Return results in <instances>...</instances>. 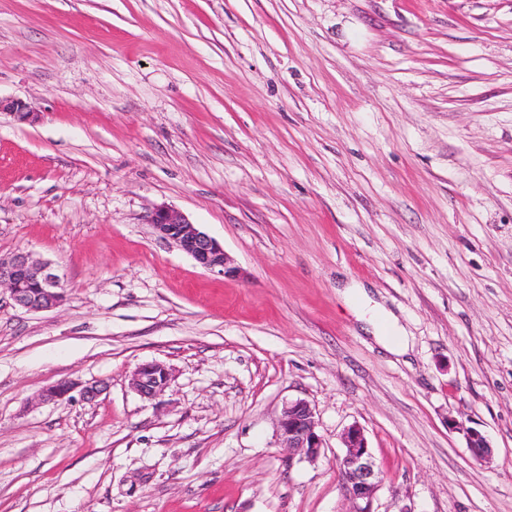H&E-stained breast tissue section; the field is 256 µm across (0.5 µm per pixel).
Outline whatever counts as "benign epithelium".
I'll return each mask as SVG.
<instances>
[{"instance_id":"1","label":"benign epithelium","mask_w":512,"mask_h":512,"mask_svg":"<svg viewBox=\"0 0 512 512\" xmlns=\"http://www.w3.org/2000/svg\"><path fill=\"white\" fill-rule=\"evenodd\" d=\"M0 112L8 113L22 123L35 124L41 119V113L20 99L0 97ZM149 224L160 237L173 242L202 268L225 277L237 275L238 269L231 264L224 246L190 223L179 211L159 206L150 215ZM2 288L8 290L17 305L32 312L51 311L63 301L62 284L52 264L35 260L23 252L0 257ZM131 381L140 396L156 399L169 387L171 374L160 362H146L136 368ZM74 389V383L60 381L43 391L40 399L44 402L62 400ZM277 429L281 447L290 455L302 454L314 459L323 448L317 414L306 400L288 402ZM465 433L468 448L475 456L482 458L491 453V445L480 431L468 428ZM342 443L345 451L338 466L350 502L348 512H374V495L384 481V474L374 461L363 428L357 424L347 427L342 434Z\"/></svg>"}]
</instances>
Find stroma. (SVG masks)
<instances>
[{"label":"stroma","mask_w":512,"mask_h":512,"mask_svg":"<svg viewBox=\"0 0 512 512\" xmlns=\"http://www.w3.org/2000/svg\"><path fill=\"white\" fill-rule=\"evenodd\" d=\"M0 96L42 114L0 115V255L64 288L0 290V512H347L355 423L375 512H512V0H0ZM63 379L104 389L38 401ZM298 399L313 460L280 447ZM149 222L160 237L173 242L202 268L224 277L237 275L238 269L231 264L223 245L190 223L179 211L159 206L150 215ZM13 301L32 312L51 311L63 301L59 276L50 262L33 259L28 253L0 256V289ZM132 387L146 399H156L171 383L168 368L156 361L139 365L132 374ZM277 429L281 447L289 455L302 454L307 459H314L323 448L317 414L306 400L288 402L281 413ZM342 443L345 451L338 466L350 502L348 512H375L373 499L384 481V474L374 461L363 428L357 424L347 427L342 434Z\"/></svg>","instance_id":"35a3bbf8"}]
</instances>
